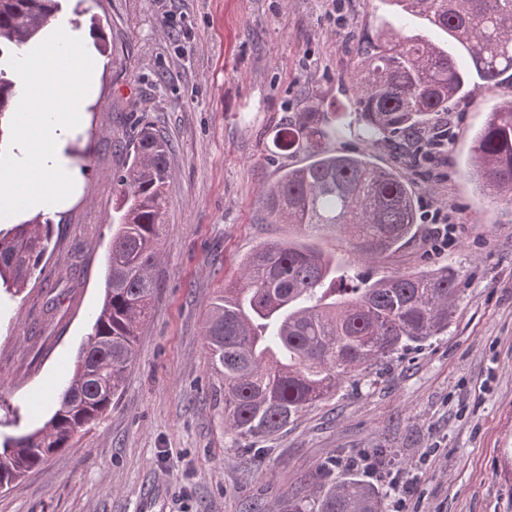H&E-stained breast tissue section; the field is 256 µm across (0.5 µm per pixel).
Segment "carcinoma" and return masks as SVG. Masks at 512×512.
Segmentation results:
<instances>
[{"mask_svg": "<svg viewBox=\"0 0 512 512\" xmlns=\"http://www.w3.org/2000/svg\"><path fill=\"white\" fill-rule=\"evenodd\" d=\"M441 30L468 53L473 70L422 37L383 29L358 47L349 98L363 140L399 143L437 124L474 90L512 85V0H384ZM60 11V0H0V57L20 50ZM17 85L0 67V117ZM340 113L296 112L275 128V152L305 153L261 195L274 223L309 234L333 232L365 258L399 250L418 213L408 178L364 151L326 149L342 134ZM126 168L113 174L117 198L105 296L58 408L31 433L0 437V489L70 447L111 407L123 387L159 281L154 276L170 184L169 144L145 126L125 144ZM470 173L512 201V101L489 113L473 138ZM51 223L35 217L0 229V288L15 295L40 274ZM224 283L205 323L224 428L238 440L279 434L306 408L332 397L404 351L448 330L459 298L449 267L394 273L361 288L333 281V258L293 242L266 243ZM315 488L288 494L286 512H383V493L358 470L316 474Z\"/></svg>", "mask_w": 512, "mask_h": 512, "instance_id": "carcinoma-1", "label": "carcinoma"}]
</instances>
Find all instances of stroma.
I'll return each instance as SVG.
<instances>
[{"label":"stroma","mask_w":512,"mask_h":512,"mask_svg":"<svg viewBox=\"0 0 512 512\" xmlns=\"http://www.w3.org/2000/svg\"><path fill=\"white\" fill-rule=\"evenodd\" d=\"M59 19L98 29L99 95L70 138L80 186L49 210L46 270L0 295V407L18 428L41 427L86 343L104 295L115 215L112 175L145 124L170 143V187L155 270L159 291L124 389L71 448L0 490V512H282L289 491L321 468L384 448L413 480L404 512H512V202L468 175L473 135L512 87L478 90L445 116L448 143L420 162L357 136L406 175L419 211L447 210V241L419 224L397 253L364 260L329 234L314 245L348 279L453 266L461 294L446 332L345 382L258 450L224 431L204 342L207 314L257 246L293 237L259 199L301 154L272 153L287 113L344 108L359 40L383 28L444 41L385 0H345L337 24L325 0H60Z\"/></svg>","instance_id":"35a3bbf8"}]
</instances>
